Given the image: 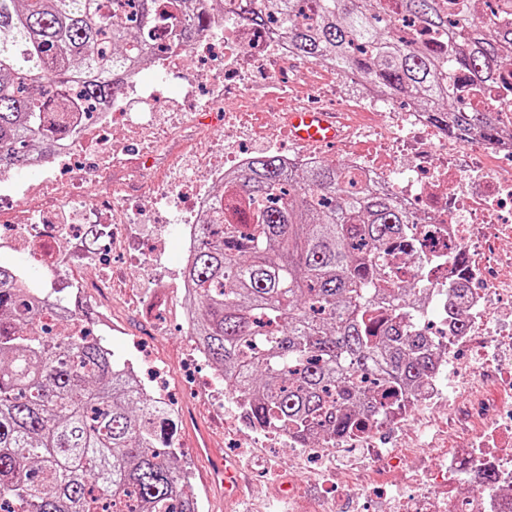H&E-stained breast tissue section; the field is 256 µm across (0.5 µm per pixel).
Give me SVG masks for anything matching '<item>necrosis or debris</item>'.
<instances>
[{
	"label": "necrosis or debris",
	"mask_w": 512,
	"mask_h": 512,
	"mask_svg": "<svg viewBox=\"0 0 512 512\" xmlns=\"http://www.w3.org/2000/svg\"><path fill=\"white\" fill-rule=\"evenodd\" d=\"M241 44L248 49L243 56L237 52ZM201 51L208 58L204 86L185 77ZM289 55L281 35L244 27L235 28L221 44L168 43L154 54L157 69L185 84L182 104L165 128L155 123V92L133 74L120 96L97 106L92 120L76 122L72 137L47 152V175L39 184L23 189L12 172L0 173V255L18 253L33 265L60 272L61 287L49 289L52 316H69L75 327L91 328L98 336L113 332L110 308L93 296L125 287L126 281L122 270L102 263L99 254L105 245L126 250L131 238L124 230L136 218L116 195L84 200V186L99 168L131 176L142 165L130 157L124 141L112 137L113 121H122L151 151L165 152L183 168L178 181L157 184L154 205L159 210L176 205L174 219L162 224L174 226L184 247L193 248L195 218L212 204L210 184L222 182L225 170L244 165L250 156L236 141L200 153L177 145L174 133L191 114L210 111L220 100L225 128L244 130L249 140L275 138L274 128L255 123L245 129L241 119L254 109L257 75L287 86L288 72L280 64ZM386 103L367 85L356 100L338 102V143L351 172L366 174L423 218L419 247L438 263L419 327L444 337L448 352L440 360L438 380L425 383L422 400L451 409L466 402L476 428L441 460L428 483L400 489L396 501L388 497V483L414 468L427 444L414 442L409 453L377 448L368 426L318 456L333 461L345 449H366L365 476L352 490L357 512H512V140L460 139L416 110L371 117V108ZM398 155L406 157L410 177H402L395 166ZM82 264L96 266L94 280L79 278ZM459 281L467 284L468 293L449 295ZM491 367L500 374L498 401L485 393L483 373Z\"/></svg>",
	"instance_id": "4bbe7bcc"
}]
</instances>
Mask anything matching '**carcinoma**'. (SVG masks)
Segmentation results:
<instances>
[{"label": "carcinoma", "instance_id": "cac0c4a2", "mask_svg": "<svg viewBox=\"0 0 512 512\" xmlns=\"http://www.w3.org/2000/svg\"><path fill=\"white\" fill-rule=\"evenodd\" d=\"M0 0V169L70 132L69 110L122 90L154 55L165 18L192 43L225 23L220 0ZM237 23L277 25L292 57L327 61L445 131L500 135L512 67V0H243ZM421 217L343 163L306 169L253 157L224 179L183 269L192 336L255 428L325 446L416 400L440 347L413 328L423 308ZM417 264L405 279L394 250ZM0 265V512H201L175 465L164 406L140 392L100 336L49 340L47 304Z\"/></svg>", "mask_w": 512, "mask_h": 512}]
</instances>
